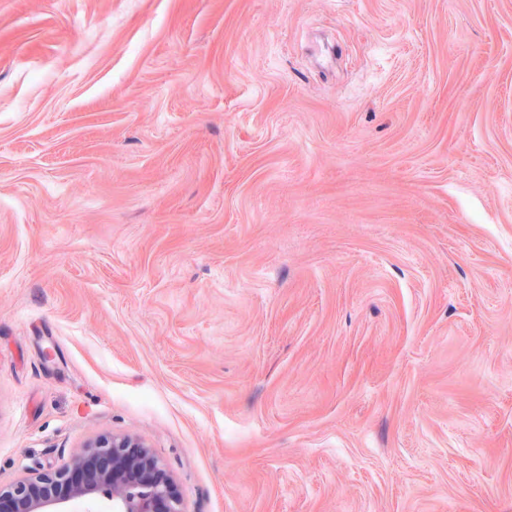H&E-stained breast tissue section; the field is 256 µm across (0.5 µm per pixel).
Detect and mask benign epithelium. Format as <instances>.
<instances>
[{"label": "benign epithelium", "instance_id": "benign-epithelium-1", "mask_svg": "<svg viewBox=\"0 0 512 512\" xmlns=\"http://www.w3.org/2000/svg\"><path fill=\"white\" fill-rule=\"evenodd\" d=\"M112 502V512H183L170 475L147 446L131 437L100 436L52 471L0 488L8 512H59L72 501Z\"/></svg>", "mask_w": 512, "mask_h": 512}]
</instances>
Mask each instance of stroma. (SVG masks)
<instances>
[{
  "instance_id": "stroma-1",
  "label": "stroma",
  "mask_w": 512,
  "mask_h": 512,
  "mask_svg": "<svg viewBox=\"0 0 512 512\" xmlns=\"http://www.w3.org/2000/svg\"><path fill=\"white\" fill-rule=\"evenodd\" d=\"M100 435L512 512V0H0V484Z\"/></svg>"
}]
</instances>
